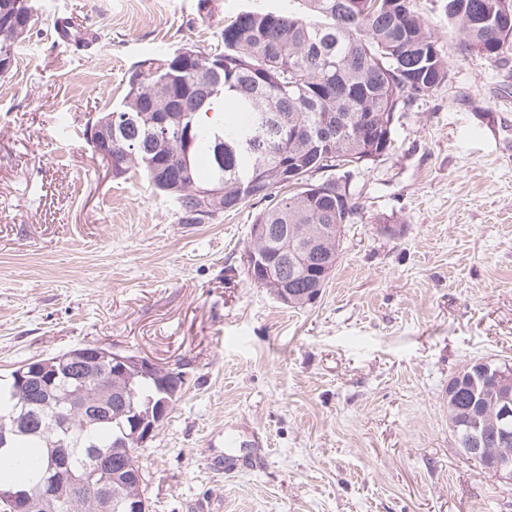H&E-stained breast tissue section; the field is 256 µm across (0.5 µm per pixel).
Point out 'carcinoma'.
Instances as JSON below:
<instances>
[{"mask_svg": "<svg viewBox=\"0 0 512 512\" xmlns=\"http://www.w3.org/2000/svg\"><path fill=\"white\" fill-rule=\"evenodd\" d=\"M305 10L291 7L279 11H245L224 22V51L204 54L185 42L174 50L147 56L128 70L126 91L110 112H149L158 94L181 86L173 112L185 113L184 125H192L197 140L187 158L178 165L156 172L152 160L184 152L175 134L162 141L145 135L146 124L131 131L125 150L135 157L123 160L122 177L142 173L157 192L172 199L178 223L196 224L188 211L194 193L221 192L223 212H234L250 201L266 206L254 223L271 227L269 236L248 238L246 264L252 255L263 257L275 274H284L293 298L288 306L307 304L306 292L316 287L321 259L305 252L311 232L331 235V250L339 253L342 230L357 214L353 193L346 192L352 174L361 166L393 150L397 113L416 97L435 90L448 79L449 63L438 38L421 20L413 0H303ZM460 8L448 14V24L464 42L489 61L512 51V38L500 40L491 27L500 24L501 0H458ZM193 57L188 68L174 64ZM212 58L224 61V78L208 97L194 89L193 80ZM217 103L237 117V122L215 124L200 120ZM344 116L345 135L334 140L333 154L324 155L320 141L326 121ZM299 132L296 143L292 134ZM327 174L313 184L321 190L292 187L288 169ZM58 360V377L47 387L34 381L27 398L35 402L27 410V431L11 437L0 447V469L17 480L0 490L37 492L48 466L51 440L62 439L72 471L86 482L101 484L110 496H122L125 481L119 474L96 469L90 449L112 448L130 432L126 416L82 427L70 406L78 389L94 393V385L81 380L80 371L66 359ZM183 376L164 368L136 377L126 397L145 405L157 402L166 392H180ZM21 398L13 378L0 382V428L10 424V415ZM451 403L459 410L448 415L451 433L463 434L461 422L474 411L469 384L457 387ZM12 448H29L20 459ZM54 512H98L97 500L77 494L73 506L60 505Z\"/></svg>", "mask_w": 512, "mask_h": 512, "instance_id": "obj_1", "label": "carcinoma"}]
</instances>
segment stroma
Masks as SVG:
<instances>
[{"label": "stroma", "mask_w": 512, "mask_h": 512, "mask_svg": "<svg viewBox=\"0 0 512 512\" xmlns=\"http://www.w3.org/2000/svg\"><path fill=\"white\" fill-rule=\"evenodd\" d=\"M32 3L0 76V376L85 344L181 372L140 451L151 512H512V481L460 452L444 404L464 365H512V54L485 59L447 0H414L448 79L356 177L321 297L286 308L245 273L258 204L178 223L87 136L135 62L223 49L225 20L285 0ZM59 17L94 43L57 47ZM228 453L240 468L213 469Z\"/></svg>", "instance_id": "obj_1"}]
</instances>
